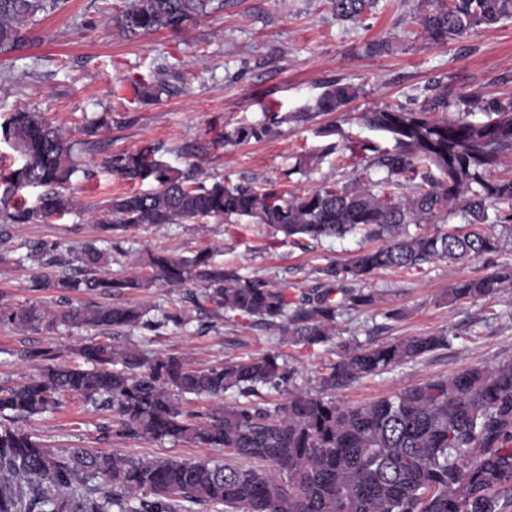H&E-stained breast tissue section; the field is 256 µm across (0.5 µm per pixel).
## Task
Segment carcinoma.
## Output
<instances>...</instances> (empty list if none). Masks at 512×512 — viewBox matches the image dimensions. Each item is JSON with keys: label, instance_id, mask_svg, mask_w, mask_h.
I'll use <instances>...</instances> for the list:
<instances>
[{"label": "carcinoma", "instance_id": "carcinoma-1", "mask_svg": "<svg viewBox=\"0 0 512 512\" xmlns=\"http://www.w3.org/2000/svg\"><path fill=\"white\" fill-rule=\"evenodd\" d=\"M67 0H0V56L22 50L30 26ZM336 19L359 21L372 0H331ZM419 17L425 37L445 45L479 27L512 18V0H427ZM224 9V0H131L112 16L127 39L189 26ZM137 96L155 100L173 91L165 73L130 79ZM359 95L334 81L313 105L297 113L339 112ZM438 93L418 109L387 107L363 114L366 125L392 142L367 140L348 147L358 159L351 179L325 182L302 193L278 180L227 185L197 182L194 165L176 169L161 159L158 143L114 154L103 166L130 183L154 188L112 199L96 221L115 239L145 225L247 218L289 238H344L361 233L381 240L351 263H328L315 284L281 287L240 275L208 251L192 257L149 253L145 269L114 274L118 246L93 242L68 257L61 245L37 243L32 257L55 269L33 280L35 291L53 290L65 308L35 301L0 304V326L21 330L87 326L106 337L76 349L81 362H59L54 347L20 351L37 373L0 387V512H188L187 504L228 512H504L512 502V360L478 366L452 377H433L367 405H341L332 393L352 382L448 348V336H412L386 344L346 347L313 390L285 391L262 402L259 388L277 392L293 372L280 355L232 357L203 367L175 355L149 356L113 343L140 326H183L187 318L122 300L154 286L180 288L182 301L213 323L241 320L277 331L282 340L314 346L334 340L340 312L375 302L364 283L378 269L413 270L435 260L491 259L500 239L488 224L512 220V176L496 170L512 160V99L482 106L483 121L450 111ZM106 117L85 125L72 141L37 112L17 111L0 123V140L18 154L20 166L0 175V241L11 224H42L73 209L61 189L70 183L82 154L94 151ZM277 115L224 131L217 142L237 145L273 137ZM383 177L373 179L372 174ZM29 187L45 191L31 206L17 205ZM495 209L489 216V209ZM460 211L473 229L412 234L411 224H446ZM512 285V268L460 279L455 300L490 298ZM85 292L107 303L69 305L68 294ZM243 402L224 405L227 391ZM215 404L183 405L185 396ZM75 396L112 413L104 438L170 440L221 448L227 458H135L77 448L58 454L15 426L21 418L56 410ZM99 480L101 486L86 485Z\"/></svg>", "mask_w": 512, "mask_h": 512}]
</instances>
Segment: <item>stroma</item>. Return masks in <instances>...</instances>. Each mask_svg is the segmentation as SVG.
Returning a JSON list of instances; mask_svg holds the SVG:
<instances>
[{
	"mask_svg": "<svg viewBox=\"0 0 512 512\" xmlns=\"http://www.w3.org/2000/svg\"><path fill=\"white\" fill-rule=\"evenodd\" d=\"M129 0H68L29 32L21 51L0 57V121L20 109L31 110L79 138L85 120L107 117L98 145L83 157L88 173H75L65 193L77 207L46 224H16L8 248L15 262L0 267V303L35 300L56 307L58 296L33 292L31 278L41 269L29 258L33 243H61L80 252L105 234L94 218L99 206L133 192L126 180L103 167L112 154L160 144L163 161L187 168L185 146L210 148L201 160L208 179L232 183L283 180L287 189L319 187L332 178L347 182L354 163L349 142L379 140L365 125L364 112L385 107H420L432 92L447 94L455 109L479 112L471 95L512 98V19L482 28L445 46L432 44L416 22L421 0H377L360 21L337 20L330 0H228L223 11L194 24L182 34L166 31L130 40L110 23ZM386 49H376V42ZM169 69L177 93L149 103L134 102L130 77ZM360 87L358 99L333 114L293 121L295 112L314 103L328 82ZM284 116L272 139L239 146L216 144L225 130L262 121L267 113ZM335 126L334 135L319 131ZM335 150L323 154L327 144ZM322 153L321 162L302 174L293 168L300 155ZM501 250L495 263L475 259L460 265L438 260L418 270H380L366 288L378 294L368 307L343 311L332 343L306 346L283 342L261 325L224 324L200 331L191 315L187 325L157 331L135 327L122 345L150 354H177L203 365L227 357L279 353L293 371L292 386L317 387L326 364L336 360L342 344H381L410 336L448 333V348L437 350L336 391L337 402L360 405L434 376H451L475 365L512 360V288L475 302L452 300L449 290L461 278L487 275L495 265L512 264V223L495 227ZM367 242L355 234L343 239L293 242L263 224H165L128 231L126 251L115 273L136 271L147 250L162 248L192 256L210 250L215 262L280 286L312 283L318 267L345 264ZM95 330L58 326L56 330L19 331L0 326V385L23 381L34 368L18 358L19 350L55 346L64 361L96 338ZM106 413L68 398L60 410L21 421L52 451L75 448L118 451L133 457L223 459L218 448H196L172 441H102Z\"/></svg>",
	"mask_w": 512,
	"mask_h": 512,
	"instance_id": "1",
	"label": "stroma"
}]
</instances>
